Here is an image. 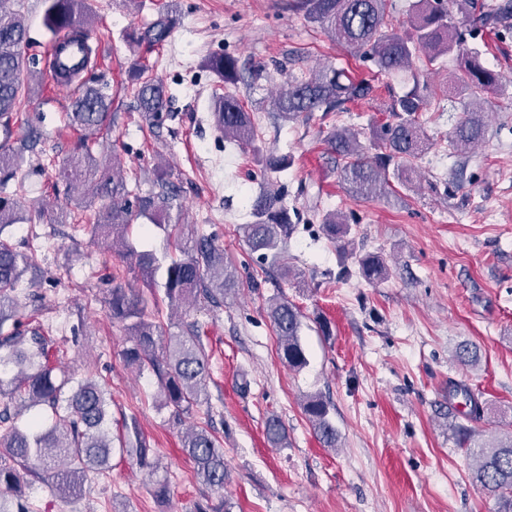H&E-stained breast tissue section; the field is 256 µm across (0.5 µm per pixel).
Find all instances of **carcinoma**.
Returning <instances> with one entry per match:
<instances>
[{"label": "carcinoma", "mask_w": 512, "mask_h": 512, "mask_svg": "<svg viewBox=\"0 0 512 512\" xmlns=\"http://www.w3.org/2000/svg\"><path fill=\"white\" fill-rule=\"evenodd\" d=\"M43 24L52 39L67 36L84 45L85 55L76 68L61 72L55 59L49 66L70 83L81 81V88L66 113L68 126L83 133L67 161V191L75 192L82 177L92 176L95 198L101 202L91 233L112 239L111 248L135 262L141 271L150 296L132 288L112 289L109 305L112 318L123 324L131 346L125 351L127 364L140 371L150 370L160 381L163 406L171 409L174 421L193 407L209 401L207 378L208 354L198 322H184L180 330L163 339L160 326L152 318L149 299H157L155 273L159 258L150 251H138L126 236L132 210L147 217L151 225L167 234V240L180 253L165 269L162 283L170 306L192 305L203 298L222 304L238 293V270L224 261V249L212 234H203L193 224L182 223L183 207L169 175L159 170L155 186L158 191L142 195L128 188L126 176L93 156L91 136L110 131L112 100L108 83L91 64L94 49L91 36V12L88 0H42ZM0 0V127L5 140L0 143V188L18 179L23 153L44 140L39 121L27 123L26 133L9 142L10 125L22 98L23 75L39 65L37 56L25 55L29 46L28 28L19 10ZM388 0H295L294 9L305 20L330 32L336 41L357 52L375 67L370 79L357 78L348 71L327 67L292 77L288 89L274 103L281 121L296 122L322 113L326 119L340 112L348 102L374 100L381 76L411 73L412 87L397 93L386 85L388 97L383 101L388 119L372 122L368 144L360 142L350 130L334 126L324 142L328 150L342 161L340 177L361 196H374L396 180L406 188L416 187L419 173L415 162L429 147L422 113L438 96L429 75L437 70L438 61L453 56L459 60L457 72L446 81L444 92L466 99L460 118L448 135V150L465 154L486 139L488 128L487 93L498 86L499 73L487 67L477 47L467 44V37L487 29L508 27L512 4L497 0H414L408 25H392L387 14ZM467 23L461 28L453 13ZM174 19L161 13L139 33L137 42L148 49L163 46L171 37ZM207 68L225 84L238 79L237 60L230 54L208 57ZM148 67L135 70L134 98L149 128H158L167 117L169 98L164 86L146 75ZM216 127L245 148L256 140L254 115L247 105L230 92L213 95ZM253 221L241 225L245 242L260 259L277 269L288 281L298 273L285 257L288 240L297 229L288 207L278 196L261 194L250 202ZM25 216L13 203L0 196V424L6 425L0 448V512H30L23 487L30 477L47 482L60 494L78 496L88 475L110 468L114 453L128 456L142 468H152L156 451L136 423L125 425L119 448L112 443V418L108 392L92 376L78 380L55 361L52 341L39 328L20 329L15 319L20 295L18 285L29 266L28 254L17 250L4 230L21 223ZM322 230L337 248L346 250L350 224L334 211L323 216ZM358 274L373 284L388 279L391 267L380 253H366L357 259ZM267 312L277 338V354L289 369L306 367L308 358L300 331L302 313L282 294L268 299ZM12 324H7V321ZM455 358L464 366L476 367L480 358L477 348L462 343ZM468 411L452 424L459 447L470 460V477L474 486L496 501L495 512H512V432L493 443L471 444L472 421L485 417V403L467 388L459 387ZM303 412L314 432L327 448L337 447L338 434L330 417V405L320 396H310ZM23 422H18L20 416ZM265 431L274 447H283L286 430L282 422L267 419ZM182 452L193 464L198 480L220 494L228 478L224 448L210 426H191L182 437Z\"/></svg>", "instance_id": "1"}]
</instances>
